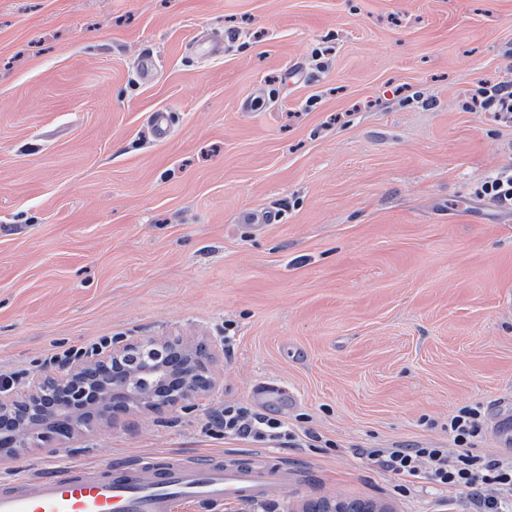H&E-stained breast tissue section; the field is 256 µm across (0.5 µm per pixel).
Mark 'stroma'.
Instances as JSON below:
<instances>
[{"label":"stroma","mask_w":512,"mask_h":512,"mask_svg":"<svg viewBox=\"0 0 512 512\" xmlns=\"http://www.w3.org/2000/svg\"><path fill=\"white\" fill-rule=\"evenodd\" d=\"M510 79L512 0H0V373L102 336L217 345L188 408L29 449L0 483L242 458L204 429L236 402L335 445L277 449L287 489L223 512H462L359 451L443 445L457 407L512 401V211L475 194L512 164V122L462 107Z\"/></svg>","instance_id":"stroma-1"}]
</instances>
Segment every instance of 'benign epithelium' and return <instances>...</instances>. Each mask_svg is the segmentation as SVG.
Here are the masks:
<instances>
[{
  "label": "benign epithelium",
  "instance_id": "1",
  "mask_svg": "<svg viewBox=\"0 0 512 512\" xmlns=\"http://www.w3.org/2000/svg\"><path fill=\"white\" fill-rule=\"evenodd\" d=\"M213 345L182 336L134 337L91 360L37 378L19 394L0 393V456L18 458L31 447L59 449L63 415L73 429L85 421L106 426L128 406L146 412L172 411L214 385ZM324 512H385L366 502L325 500Z\"/></svg>",
  "mask_w": 512,
  "mask_h": 512
}]
</instances>
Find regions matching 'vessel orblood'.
Listing matches in <instances>:
<instances>
[{"mask_svg": "<svg viewBox=\"0 0 512 512\" xmlns=\"http://www.w3.org/2000/svg\"><path fill=\"white\" fill-rule=\"evenodd\" d=\"M289 475L287 464L268 454L237 465L178 454L67 464L1 484L0 512H177L185 503L261 504L274 489L287 487Z\"/></svg>", "mask_w": 512, "mask_h": 512, "instance_id": "vessel-or-blood-1", "label": "vessel or blood"}]
</instances>
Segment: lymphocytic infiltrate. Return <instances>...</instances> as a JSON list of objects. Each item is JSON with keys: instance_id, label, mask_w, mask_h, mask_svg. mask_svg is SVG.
<instances>
[{"instance_id": "obj_1", "label": "lymphocytic infiltrate", "mask_w": 512, "mask_h": 512, "mask_svg": "<svg viewBox=\"0 0 512 512\" xmlns=\"http://www.w3.org/2000/svg\"><path fill=\"white\" fill-rule=\"evenodd\" d=\"M467 110L490 113L494 120H512V82L485 84L468 97ZM208 426L223 429L225 436L263 448H311L316 443L333 447V440L301 424L227 403L213 410ZM486 411L481 403L456 408L448 416L447 447L417 440L395 442L386 448H364L361 456L400 483L402 492L419 483L466 497L467 512H503L512 504V458L484 451Z\"/></svg>"}]
</instances>
